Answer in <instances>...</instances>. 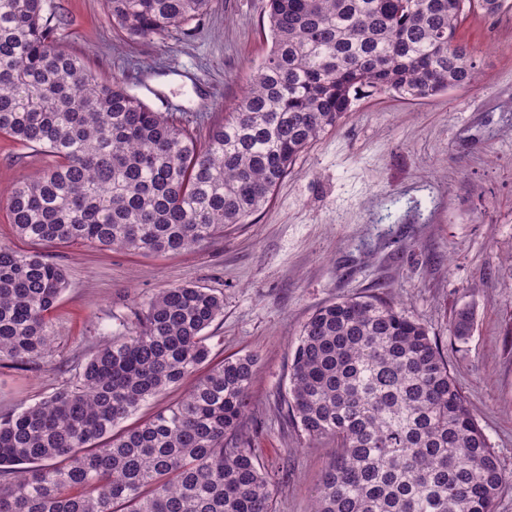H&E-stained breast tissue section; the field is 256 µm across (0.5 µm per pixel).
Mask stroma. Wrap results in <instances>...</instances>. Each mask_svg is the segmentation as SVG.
<instances>
[{
    "instance_id": "stroma-1",
    "label": "stroma",
    "mask_w": 512,
    "mask_h": 512,
    "mask_svg": "<svg viewBox=\"0 0 512 512\" xmlns=\"http://www.w3.org/2000/svg\"><path fill=\"white\" fill-rule=\"evenodd\" d=\"M59 45L98 81L120 79L197 137L221 121L270 47L267 0H211L189 33L131 40L102 0H50ZM458 39L476 52L477 89L424 100L359 93L348 117L297 160L253 223L183 253L133 254L79 244L51 248L68 277L52 317L51 352L27 370L0 368V415L64 384L104 328L159 289L224 295L209 328L214 361L255 354L251 410L240 430L273 482L277 512H310L336 445L308 442L278 410L302 324L337 299L401 303L448 352L469 407L512 472V10L470 14ZM0 137V244L31 245L5 219L17 183L51 165ZM469 309V336L449 322Z\"/></svg>"
}]
</instances>
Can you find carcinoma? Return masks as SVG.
Masks as SVG:
<instances>
[{
    "label": "carcinoma",
    "instance_id": "obj_1",
    "mask_svg": "<svg viewBox=\"0 0 512 512\" xmlns=\"http://www.w3.org/2000/svg\"><path fill=\"white\" fill-rule=\"evenodd\" d=\"M210 0H104L135 40L163 37ZM509 0H268L272 46L248 90L204 141L125 84L99 83L61 49L47 0H0V136L52 158L16 184L0 245V366L52 347L67 286L45 249L89 244L181 253L249 224L300 155L369 88L423 100L480 84L458 41L468 15ZM224 313L209 288H162L124 331L43 401L0 416V512H276L253 449L237 442L258 357L211 362ZM472 314L449 325L462 339ZM206 369L176 403L117 429ZM278 407L307 441L333 439L311 512H495L508 477L437 337L392 301L340 299L302 325Z\"/></svg>",
    "mask_w": 512,
    "mask_h": 512
}]
</instances>
